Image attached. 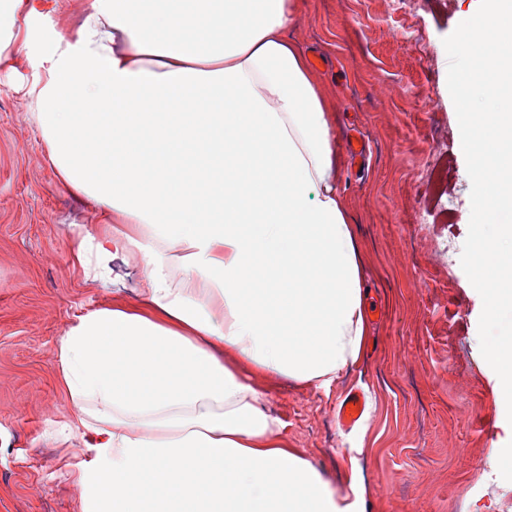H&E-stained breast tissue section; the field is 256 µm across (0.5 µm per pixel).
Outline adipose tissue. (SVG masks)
I'll list each match as a JSON object with an SVG mask.
<instances>
[{"label": "adipose tissue", "instance_id": "1", "mask_svg": "<svg viewBox=\"0 0 512 512\" xmlns=\"http://www.w3.org/2000/svg\"><path fill=\"white\" fill-rule=\"evenodd\" d=\"M301 0H91L25 92L93 280L57 361L82 512H356L290 448L267 380L330 387L368 334L336 103L287 33ZM31 0H0V59Z\"/></svg>", "mask_w": 512, "mask_h": 512}]
</instances>
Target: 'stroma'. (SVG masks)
<instances>
[{
  "mask_svg": "<svg viewBox=\"0 0 512 512\" xmlns=\"http://www.w3.org/2000/svg\"><path fill=\"white\" fill-rule=\"evenodd\" d=\"M90 0H35L36 27L74 33ZM480 0H303L288 30L325 60L336 99L338 186L351 205L368 306L358 363L330 388L270 384L290 447L365 512H512V448L495 372L478 334L482 299L460 257L471 181L447 87L443 40ZM22 60L0 63V512H82L84 459L56 348L109 293L73 258L70 222L93 223L65 193L30 120ZM368 154L351 165L344 134ZM362 389L351 431L336 408Z\"/></svg>",
  "mask_w": 512,
  "mask_h": 512,
  "instance_id": "35a3bbf8",
  "label": "stroma"
}]
</instances>
